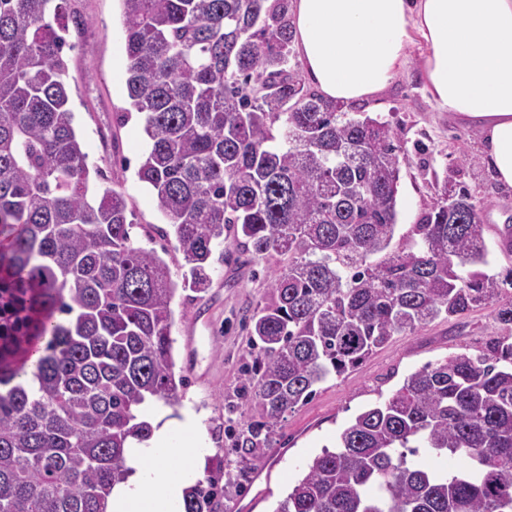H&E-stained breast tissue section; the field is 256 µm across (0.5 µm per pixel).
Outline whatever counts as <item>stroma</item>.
<instances>
[{
	"label": "stroma",
	"mask_w": 512,
	"mask_h": 512,
	"mask_svg": "<svg viewBox=\"0 0 512 512\" xmlns=\"http://www.w3.org/2000/svg\"><path fill=\"white\" fill-rule=\"evenodd\" d=\"M74 23L64 37L70 45L67 82L77 134L86 145L90 169L100 170L104 184L119 183L128 200L137 246L156 251L174 281L186 271L175 240L158 231L163 219L152 196L137 177L146 142L138 114L124 116L126 56L120 0H68ZM424 49L414 45L408 62L391 86L362 111L381 116L394 132L405 161L398 194L397 237H409L414 224L436 204L435 183L466 186L481 208L489 248L487 274L512 269V246L502 233L512 228V188L502 186L489 169L479 132L437 111L421 72ZM279 259L252 260L233 234L224 236V260L210 269L211 286L197 294L176 290L171 302L175 372L186 384L180 402L163 407L169 427L184 412L194 413L202 440L182 463L202 460L203 476H216L224 493L223 512H274L289 486L322 449L334 448L340 431L360 412L383 401L404 378L427 363L456 353L477 354L494 337L512 336V326L493 319L492 306L462 316L440 317L412 333L393 336L359 366L330 376L316 394L284 415L265 447L250 452L235 447L238 434L256 415L243 389L251 368V318L268 297ZM196 332L200 344L189 357L186 338ZM224 460L216 471L214 457Z\"/></svg>",
	"instance_id": "35a3bbf8"
}]
</instances>
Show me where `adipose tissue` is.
Returning <instances> with one entry per match:
<instances>
[{"label": "adipose tissue", "mask_w": 512, "mask_h": 512, "mask_svg": "<svg viewBox=\"0 0 512 512\" xmlns=\"http://www.w3.org/2000/svg\"><path fill=\"white\" fill-rule=\"evenodd\" d=\"M293 38L319 95L346 104L381 95L423 45L436 109L480 131L496 180L512 187V0H295ZM181 454L165 426L131 444L132 473L107 512H180L202 470L171 467Z\"/></svg>", "instance_id": "ef3b65f1"}]
</instances>
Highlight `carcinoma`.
Returning a JSON list of instances; mask_svg holds the SVG:
<instances>
[{
    "instance_id": "cac0c4a2",
    "label": "carcinoma",
    "mask_w": 512,
    "mask_h": 512,
    "mask_svg": "<svg viewBox=\"0 0 512 512\" xmlns=\"http://www.w3.org/2000/svg\"><path fill=\"white\" fill-rule=\"evenodd\" d=\"M0 0V512H106L138 408L173 406L167 263L135 245L117 185L92 183L64 80L63 3ZM125 112L142 115L138 178L202 293L232 226L258 260L288 257L251 329L245 387L259 448L331 375L401 333L495 305L512 325V269L488 264L480 209L443 181L440 202L391 248L401 151L389 122L324 100L292 62L289 0H121ZM279 133L273 134L274 125ZM467 266L476 270L463 272ZM47 338L25 375L24 352ZM458 460L461 467L424 460ZM184 512H217L212 480ZM274 512H512V342L407 375L315 456Z\"/></svg>"
}]
</instances>
